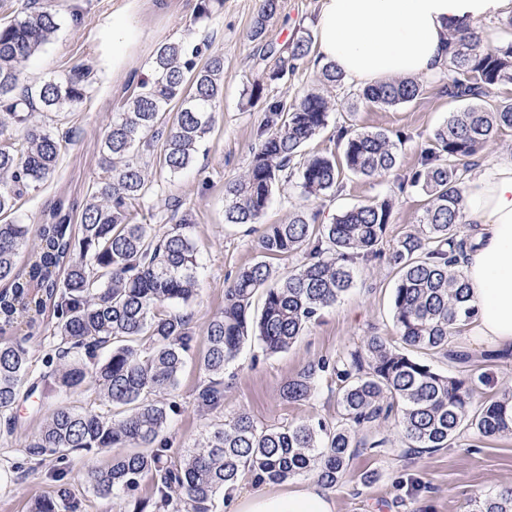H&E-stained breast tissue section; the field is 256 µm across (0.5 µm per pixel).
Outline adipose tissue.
<instances>
[{"instance_id":"obj_1","label":"adipose tissue","mask_w":512,"mask_h":512,"mask_svg":"<svg viewBox=\"0 0 512 512\" xmlns=\"http://www.w3.org/2000/svg\"><path fill=\"white\" fill-rule=\"evenodd\" d=\"M512 10V0H320L317 54L353 82L432 77L448 62L452 30H475ZM474 229L459 255L471 318L462 326L480 343L512 349V158L495 161L466 188ZM236 512H334L318 484L241 494Z\"/></svg>"}]
</instances>
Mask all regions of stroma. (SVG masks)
Listing matches in <instances>:
<instances>
[{
    "instance_id": "stroma-1",
    "label": "stroma",
    "mask_w": 512,
    "mask_h": 512,
    "mask_svg": "<svg viewBox=\"0 0 512 512\" xmlns=\"http://www.w3.org/2000/svg\"><path fill=\"white\" fill-rule=\"evenodd\" d=\"M197 0H52L61 20L53 39L22 67L25 84L36 85L74 66L88 68L94 83L87 97L70 107L59 126L62 150L55 172L40 187L18 201L15 218L27 224H50L55 203H63L72 219L80 211L101 175L102 141L133 89L151 74L158 45L183 37L208 44L224 57V98L215 114L211 132L195 165L173 177L150 166L154 188L144 200V213L152 223H170L176 207L189 209L194 224L191 235L202 264L198 289L185 313L191 316L192 333L203 338L207 323L224 308V291L238 270L261 260L259 238L264 225L284 224L297 210L316 215L318 223H331L348 208L383 198L391 199L393 211L384 240L392 244L418 225L423 194L402 189L404 177L418 165L422 149L434 132L447 122L458 103L442 94L444 76L423 78V92L414 101L391 107L362 102L359 84L343 88H319L316 75L322 64L309 55L290 75L287 85H274L273 93L287 92L295 99L322 89L333 111L328 126L307 147L308 153L339 151L341 127L402 133L397 165L391 172L344 177L341 193L322 200H305L296 182L277 190L261 223L232 225L224 221V185L248 168L259 145L264 120L263 103L247 104L245 89L261 76V43L247 34L260 0H224L211 19L195 21ZM320 0H281V8L269 25V41L283 44L302 31H315ZM349 292L287 351L274 356L254 343L244 347L224 373V412L249 413L258 423H283L337 416L336 385L323 378L311 400L289 403L281 387L300 368L322 358L343 356L359 348L370 336L394 340L393 291L398 275L386 257L355 266ZM454 350L468 354L472 367L486 372L487 385L473 397L474 404L512 390V351L490 355L487 346L465 332L455 334ZM204 373L188 360L170 399L177 405L165 436L172 454L192 447L209 433L211 422L194 405V392ZM59 399L45 388L22 397L16 411L17 428L12 437H0V463L24 457V446L38 434ZM372 433L386 438L389 450L381 455H357L339 485L331 489L334 512H475L479 497L512 486V435L480 437L463 434L445 448L403 449L394 419L375 422ZM109 453L77 452L66 468L67 482L76 512H118L116 500L97 496L86 483L91 467L105 466ZM53 461L27 464L14 480L0 479V512H32L35 503L57 484Z\"/></svg>"
}]
</instances>
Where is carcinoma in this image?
I'll return each instance as SVG.
<instances>
[{
	"instance_id": "cac0c4a2",
	"label": "carcinoma",
	"mask_w": 512,
	"mask_h": 512,
	"mask_svg": "<svg viewBox=\"0 0 512 512\" xmlns=\"http://www.w3.org/2000/svg\"><path fill=\"white\" fill-rule=\"evenodd\" d=\"M224 0H199L194 21L210 18ZM278 10V0H262L249 37L262 42ZM60 28L49 7L25 5L22 17L0 25V215L50 177L60 158V140L49 120L83 100L92 73L74 67L34 91L21 87V64L32 58ZM443 93L465 103L433 134L418 168L401 188L427 196L419 230L392 246L389 264L397 270L393 322L398 336L390 344L379 336L363 348L331 362L303 366L282 386L288 403L310 400L317 381L336 379V420L290 423L268 428L239 411L213 425L200 447L179 458L169 454L164 432L170 412L158 396L176 388L194 336L189 319L172 308L186 305L196 292L199 261L186 210L165 230L143 223L137 206L152 188L147 169L156 143L159 164L175 176L195 160L212 129L223 95L224 58L204 55L187 41H167L154 54L153 78L142 82L112 120L104 139L102 176L83 206L80 223L65 214L55 224L0 223V425L14 434V409L31 375L27 342L40 333L46 310L55 319L50 344L55 367L40 376L61 396L93 391L118 413L78 410L60 402L43 423L25 454L43 462H63L78 449L124 448L102 468L88 472L92 491L102 498L134 499L132 512H216L242 476L258 484L309 477L326 489L339 484L359 450L383 451L386 439L358 437L382 417L394 416L409 448H446L464 429L481 437L512 434V391L474 408L473 393L486 384L483 373L463 378L441 374L417 357L432 351L466 364L469 356L449 348L465 307L467 283L456 268L460 224L465 218L464 184L470 159L498 133L512 129V99L489 100L490 90L512 84V41L484 49L473 34L453 33ZM313 50L303 32L282 50L271 47L260 59L263 77L247 87V102H265L259 148L248 170L225 184L227 224H257L279 185L298 177L305 198L333 197L345 173L372 177L392 170L396 144L384 131L344 127L338 131L342 157L307 156L306 145L327 127L332 105L319 92L298 100L288 92L269 97L279 83ZM204 64H199L201 57ZM318 80L341 87L345 75L334 64ZM416 79L403 78L364 88L361 97L376 106L415 100ZM179 103L173 122L167 106ZM45 114L37 124L31 112ZM392 213L385 198L317 224L300 211L286 224L265 227L259 246L263 259L238 272L224 292V311L209 321L199 364L205 379L196 390L199 412L221 413L224 369L249 342L268 354L288 348L353 283V266L382 252ZM30 248L26 276L16 267L20 251ZM298 255L297 266L278 272L270 258ZM262 292L259 313L252 310ZM26 337L4 340L16 323ZM151 497H135L145 479ZM66 489L38 501L34 512H60ZM477 512H512V488L478 501Z\"/></svg>"
}]
</instances>
